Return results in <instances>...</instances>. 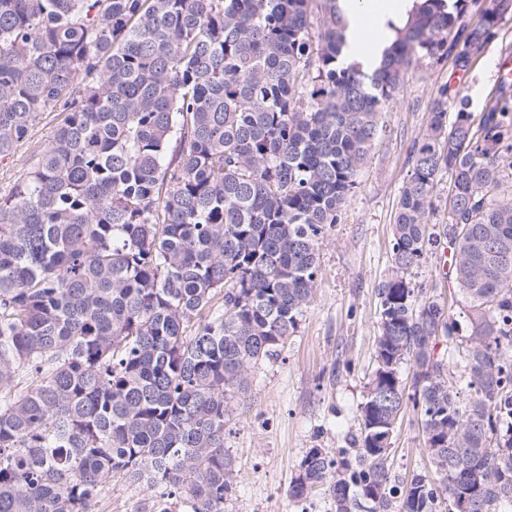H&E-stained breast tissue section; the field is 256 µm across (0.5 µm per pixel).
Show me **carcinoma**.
<instances>
[{"instance_id": "1", "label": "carcinoma", "mask_w": 512, "mask_h": 512, "mask_svg": "<svg viewBox=\"0 0 512 512\" xmlns=\"http://www.w3.org/2000/svg\"><path fill=\"white\" fill-rule=\"evenodd\" d=\"M511 20L512 0H420L368 72L343 59L338 0H0V159L64 113L0 194V512H91L115 479L158 491L157 512H224L232 402L314 301L325 231L423 66L448 80L399 188L356 432L307 449L288 494L322 487L334 512L512 503V80L480 112L459 85ZM434 248L467 336L412 286ZM409 406L429 466L401 478Z\"/></svg>"}]
</instances>
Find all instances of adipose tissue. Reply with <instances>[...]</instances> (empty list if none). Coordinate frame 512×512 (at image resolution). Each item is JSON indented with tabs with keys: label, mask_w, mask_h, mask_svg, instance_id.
Wrapping results in <instances>:
<instances>
[{
	"label": "adipose tissue",
	"mask_w": 512,
	"mask_h": 512,
	"mask_svg": "<svg viewBox=\"0 0 512 512\" xmlns=\"http://www.w3.org/2000/svg\"><path fill=\"white\" fill-rule=\"evenodd\" d=\"M416 0H340L349 20L346 31L349 55L370 68L404 26Z\"/></svg>",
	"instance_id": "1"
}]
</instances>
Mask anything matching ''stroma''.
Wrapping results in <instances>:
<instances>
[{
    "label": "stroma",
    "instance_id": "1",
    "mask_svg": "<svg viewBox=\"0 0 512 512\" xmlns=\"http://www.w3.org/2000/svg\"><path fill=\"white\" fill-rule=\"evenodd\" d=\"M500 61L490 46L468 78L471 111H480L495 83ZM447 69H419L384 117L383 131L358 179L340 224L320 245L316 297L290 336L280 358L249 371V387L232 403L224 446L235 458L238 487L226 512H332L331 499L315 494L297 502L288 495L296 467L310 448L345 447L356 425L374 368L378 334L377 285L391 265L392 223L399 187L414 139L425 126ZM63 116L47 112L19 146L0 161V194L28 170L31 151L50 140ZM419 414L406 409L393 434L396 471L423 465ZM156 498L146 487L116 481L104 512H150Z\"/></svg>",
    "mask_w": 512,
    "mask_h": 512
}]
</instances>
